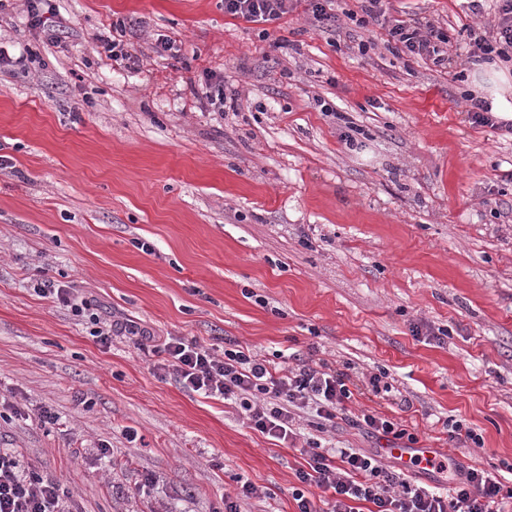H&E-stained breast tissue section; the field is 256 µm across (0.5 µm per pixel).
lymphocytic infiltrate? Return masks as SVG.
<instances>
[{"label":"lymphocytic infiltrate","mask_w":512,"mask_h":512,"mask_svg":"<svg viewBox=\"0 0 512 512\" xmlns=\"http://www.w3.org/2000/svg\"><path fill=\"white\" fill-rule=\"evenodd\" d=\"M289 0H224V12L252 23H270L288 12ZM346 16L357 27L379 26L388 32L395 49L442 66L448 62L447 34L431 21H405L390 17L385 0H360L359 11ZM470 55L512 61V0H498L491 26L469 32ZM155 373L173 378L184 390L208 397L238 401L252 427L278 440L293 439L300 414L317 418L321 425L353 420L372 435L416 443L417 437L402 424L374 409L350 415L353 395L379 396L382 378L372 375L360 382L349 369L319 361H304L294 368H276L270 360L237 347L216 354L182 336L166 337L158 347ZM299 488L293 489L296 512H317L305 486L332 491L328 512H502L512 488L488 472L460 470L452 482L451 497L425 486L399 482L375 454L352 448H320L312 444L296 471ZM0 512H74L70 493L50 477L26 466L12 448H0Z\"/></svg>","instance_id":"obj_1"}]
</instances>
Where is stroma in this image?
Returning a JSON list of instances; mask_svg holds the SVG:
<instances>
[{"mask_svg": "<svg viewBox=\"0 0 512 512\" xmlns=\"http://www.w3.org/2000/svg\"><path fill=\"white\" fill-rule=\"evenodd\" d=\"M49 4L58 48L25 0H0V47L37 54L28 74L0 69V401L21 410L0 418V447L68 487L77 512H218L242 480L264 492L242 512H295L307 442L389 445L307 414L294 445L277 442L238 404L155 375L153 344L102 348L88 319L34 292L44 279L94 299L101 321L219 354L230 340L279 368L385 373L390 398L352 411L374 405L512 486V135L472 123L465 99L482 71L467 34L494 0H387L390 16L447 31V67L356 27L357 0H335L339 35L305 0L267 25L224 0ZM119 21L137 68L99 51ZM161 36L174 53H154ZM207 70L235 110L195 92ZM449 418L482 446L449 442ZM98 443L110 466L85 454Z\"/></svg>", "mask_w": 512, "mask_h": 512, "instance_id": "35a3bbf8", "label": "stroma"}]
</instances>
